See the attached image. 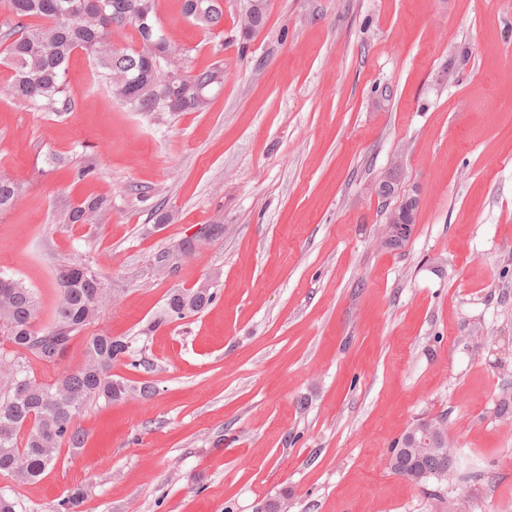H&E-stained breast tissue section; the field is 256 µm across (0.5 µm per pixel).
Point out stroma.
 I'll list each match as a JSON object with an SVG mask.
<instances>
[{
  "instance_id": "stroma-1",
  "label": "stroma",
  "mask_w": 512,
  "mask_h": 512,
  "mask_svg": "<svg viewBox=\"0 0 512 512\" xmlns=\"http://www.w3.org/2000/svg\"><path fill=\"white\" fill-rule=\"evenodd\" d=\"M236 7L207 32L157 0L186 70L224 65L208 111H129L81 50L65 111L0 98V175L22 186L0 273L46 324L58 265H91L112 297L92 332L138 337L150 363L113 375L155 388L90 403L82 448L0 492L22 512L77 490L79 512H512V0H268L247 42ZM392 169L417 213L389 249ZM98 196L105 219L59 224ZM207 224L223 238L153 273ZM209 275L202 313L156 324ZM421 419L444 424L447 481L387 466Z\"/></svg>"
}]
</instances>
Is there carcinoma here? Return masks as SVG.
I'll return each mask as SVG.
<instances>
[{
	"label": "carcinoma",
	"mask_w": 512,
	"mask_h": 512,
	"mask_svg": "<svg viewBox=\"0 0 512 512\" xmlns=\"http://www.w3.org/2000/svg\"><path fill=\"white\" fill-rule=\"evenodd\" d=\"M89 0H3L6 14L0 34L9 41L0 65L11 70L6 93L29 106L57 112L66 106L67 68L77 50L88 53L98 79L133 112H204L208 91L224 82V65H213L178 82L177 105L158 101L172 80L171 71L160 67L161 54L171 52L156 14V0H102L105 14L87 7ZM256 3L254 18L240 24L249 39L266 24L267 0ZM185 18L211 31L224 17L221 0H182ZM134 28L137 46L119 47L112 33ZM21 186L0 176V213L16 202ZM110 200L99 197L60 214L62 224H87L104 218ZM59 293L50 324L37 325L38 299L20 280L0 274V332L10 349L0 347V476L19 484L34 482L58 460L63 443L78 449L84 438L76 427L77 416L95 399L118 402L131 395L146 397L152 386L137 387L114 378L112 367L126 359L131 365L150 367L131 337L95 334L86 340L85 360L77 371L49 384L32 376L30 357L48 364L64 358L74 338L93 324L111 300L100 275L87 264L58 267ZM214 292L185 299L182 289L172 290L165 302L163 318L176 321L206 309ZM416 437L403 436L391 448L405 449L403 462L393 473L421 484L431 478L442 481L453 468V460L420 450Z\"/></svg>",
	"instance_id": "cac0c4a2"
}]
</instances>
